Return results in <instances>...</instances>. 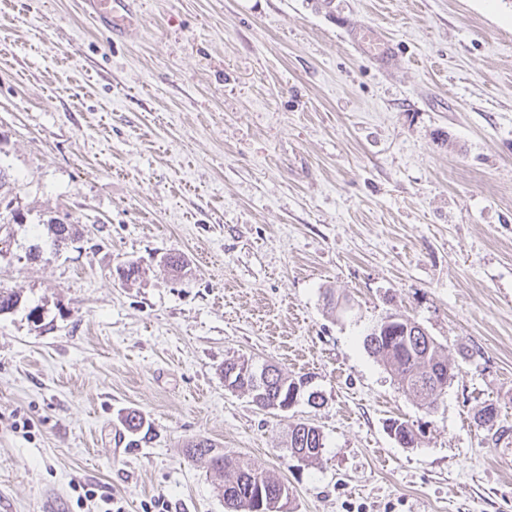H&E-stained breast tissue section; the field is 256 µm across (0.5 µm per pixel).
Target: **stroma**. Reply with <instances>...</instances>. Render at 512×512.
I'll list each match as a JSON object with an SVG mask.
<instances>
[{
  "label": "stroma",
  "instance_id": "obj_1",
  "mask_svg": "<svg viewBox=\"0 0 512 512\" xmlns=\"http://www.w3.org/2000/svg\"><path fill=\"white\" fill-rule=\"evenodd\" d=\"M120 13L108 31L83 0H0V167L27 215L0 258L19 295L0 314V512H76L75 481L123 512H226L185 456L196 437L284 481L288 512H512V0ZM52 219L79 239L26 259ZM395 312L450 358L435 410L363 346ZM239 356L307 376L318 404L259 409L224 385ZM488 404L503 434L476 423ZM131 410L153 439L132 445ZM299 420L324 435L315 462L284 445ZM348 36L354 46L362 51L367 50L369 46L378 47L379 53L376 60L380 63L389 61L394 54L392 45L384 38H380L373 30L351 28L348 31Z\"/></svg>",
  "mask_w": 512,
  "mask_h": 512
}]
</instances>
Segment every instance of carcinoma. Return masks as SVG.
Instances as JSON below:
<instances>
[{"instance_id":"cac0c4a2","label":"carcinoma","mask_w":512,"mask_h":512,"mask_svg":"<svg viewBox=\"0 0 512 512\" xmlns=\"http://www.w3.org/2000/svg\"><path fill=\"white\" fill-rule=\"evenodd\" d=\"M47 244L53 253L61 252L67 241L77 235L72 224L60 221H49L47 224ZM412 323L408 317L388 323L379 334L365 336L363 345L366 351L379 360L386 369L398 379L402 390L417 398L420 406L430 409L443 396L437 390L433 376L450 370L448 357L445 356L441 344L435 340L426 343L420 337L404 334V327ZM305 377L293 379L275 367L273 374L267 378L264 391L266 401L259 408L273 412L272 401L276 398L285 399L294 383H302ZM125 430L136 437V442L148 438L151 429L145 427L141 413L132 410L123 418ZM294 446L288 452L304 461L313 462L318 459L325 447L324 437L318 427L308 422H295L288 427ZM186 456L191 460H204L219 480V490L224 497V505L229 512H253L254 498L258 487L283 494L279 504L281 512H287L290 491L288 485L273 479L258 467L250 458L241 454H229L216 446L206 437H197L188 442Z\"/></svg>"}]
</instances>
